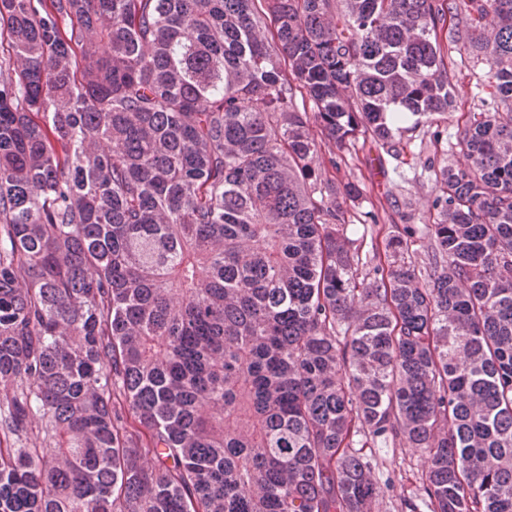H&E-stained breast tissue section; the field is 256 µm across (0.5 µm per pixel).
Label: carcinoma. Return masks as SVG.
I'll use <instances>...</instances> for the list:
<instances>
[{
	"label": "carcinoma",
	"instance_id": "obj_1",
	"mask_svg": "<svg viewBox=\"0 0 512 512\" xmlns=\"http://www.w3.org/2000/svg\"><path fill=\"white\" fill-rule=\"evenodd\" d=\"M0 512H512V0H0ZM470 32L502 109L426 277L337 229L309 122L400 155ZM309 103L313 112L299 110ZM151 455L147 466L143 457ZM380 458L376 475L382 486L387 478L394 483V491H385L373 506V512H397L396 495L402 490L414 489L415 479L426 466V456L419 448H410L404 440L397 439L388 448L377 450ZM413 483V484H411Z\"/></svg>",
	"mask_w": 512,
	"mask_h": 512
}]
</instances>
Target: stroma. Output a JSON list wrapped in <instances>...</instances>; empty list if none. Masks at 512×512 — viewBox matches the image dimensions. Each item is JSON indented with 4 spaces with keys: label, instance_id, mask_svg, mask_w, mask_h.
<instances>
[{
    "label": "stroma",
    "instance_id": "35a3bbf8",
    "mask_svg": "<svg viewBox=\"0 0 512 512\" xmlns=\"http://www.w3.org/2000/svg\"><path fill=\"white\" fill-rule=\"evenodd\" d=\"M448 64L452 70L457 109L413 124L406 122L400 139L404 151L396 157L377 159L375 152L355 145L337 152L328 141H321L316 158L328 179L337 188L353 182L358 186L355 199L343 205L344 232L361 256L383 250L391 225L416 227L434 223L437 217L436 173L441 161L462 168L468 161L457 144V130L466 116L488 112L496 105L489 63L469 55L463 42L449 44ZM337 165H330V158ZM378 480H392L394 488L380 495L373 512H396V493L411 490L426 466V456L403 440L379 449Z\"/></svg>",
    "mask_w": 512,
    "mask_h": 512
}]
</instances>
